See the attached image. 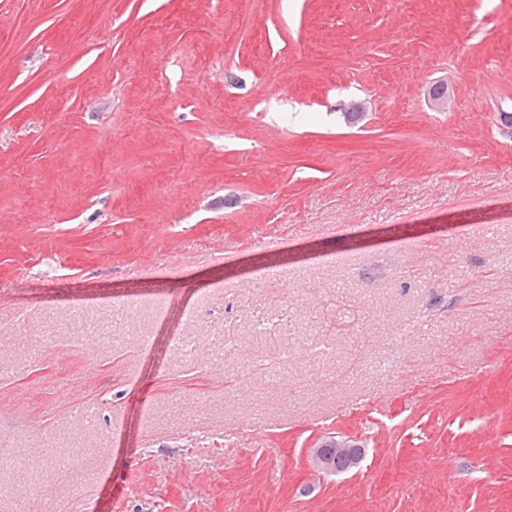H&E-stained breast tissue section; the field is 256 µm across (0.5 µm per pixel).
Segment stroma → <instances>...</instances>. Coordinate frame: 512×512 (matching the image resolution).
Segmentation results:
<instances>
[{"mask_svg":"<svg viewBox=\"0 0 512 512\" xmlns=\"http://www.w3.org/2000/svg\"><path fill=\"white\" fill-rule=\"evenodd\" d=\"M503 112L512 0H0V512H512ZM310 468L324 476L358 472L365 459V446L352 436H327L309 449Z\"/></svg>","mask_w":512,"mask_h":512,"instance_id":"35a3bbf8","label":"stroma"}]
</instances>
